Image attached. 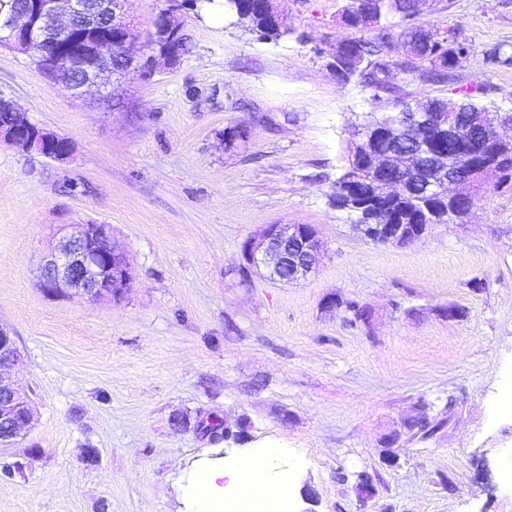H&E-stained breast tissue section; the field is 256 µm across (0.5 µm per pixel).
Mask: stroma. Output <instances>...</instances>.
Here are the masks:
<instances>
[{
    "instance_id": "1",
    "label": "stroma",
    "mask_w": 512,
    "mask_h": 512,
    "mask_svg": "<svg viewBox=\"0 0 512 512\" xmlns=\"http://www.w3.org/2000/svg\"><path fill=\"white\" fill-rule=\"evenodd\" d=\"M345 3L280 0L277 40L233 14L186 11L179 64L80 97L0 46V93L76 143L58 162L0 142V325L33 406L25 442L0 455L22 465L0 475V512H188L180 477L194 460L263 445L284 450L269 479L287 482L286 512H512V489L487 492L475 476L477 458L497 480L512 459L500 406L512 389V190L404 246L364 239L330 200L358 129L395 103L458 85L512 113V66L484 61L512 46V0H425L402 26L463 29L457 83L395 71L379 102L326 66L336 42L378 36L346 27ZM63 224L111 227L133 268L121 302L41 291ZM268 224L318 230L323 256L306 279L248 266L243 247ZM330 297L341 305L328 312ZM421 408L428 427L402 433ZM215 420L230 439L200 429ZM364 474L375 494L363 509Z\"/></svg>"
}]
</instances>
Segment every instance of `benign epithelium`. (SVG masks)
I'll list each match as a JSON object with an SVG mask.
<instances>
[{
  "instance_id": "7a95c632",
  "label": "benign epithelium",
  "mask_w": 512,
  "mask_h": 512,
  "mask_svg": "<svg viewBox=\"0 0 512 512\" xmlns=\"http://www.w3.org/2000/svg\"><path fill=\"white\" fill-rule=\"evenodd\" d=\"M127 0H37V9L19 11L14 0H0V42L26 52L32 43L52 40L53 53L41 57V71L57 83L65 85L74 95L81 96L92 87L101 86L105 72L136 69L145 75L153 72L156 62L170 60L182 51L184 27H176L169 19L181 20L182 12L192 0H171L157 16L154 33L146 43L144 53L134 58L127 54L126 45L135 38V29L125 11ZM274 25L284 27L287 18L279 10L277 0H257ZM104 20L112 21L113 47H103L91 36L81 33ZM8 121L0 123V141L19 149L35 150L55 161L68 159L74 151L73 141L46 132L25 121L15 111L13 101L0 94V112ZM403 122L399 125L408 150L390 145L384 152L368 150L366 165L374 170L389 167L396 174H405L412 183L422 185L429 195H444L450 215L459 219L469 213L458 203L469 196L468 189L477 177L494 181L498 174L494 164L460 169L457 154L437 155L432 152L428 135L445 131L448 139L462 145L476 141L473 125L458 117L446 121L432 103L402 108ZM512 126L511 120L494 124L493 139L487 145L497 153L512 148V138L501 135L500 128ZM391 122L375 128L361 129L359 135L367 141L393 139ZM356 228L370 241L393 245L412 242L432 228L430 224H392L386 212H378L374 224H358ZM61 237L40 267L38 285L49 297L81 296L92 301H119L130 288L133 273L126 252L112 241L109 227L103 224H64ZM244 259L257 269H264L276 281L294 282L306 278L320 261V241L316 229L307 224H269L260 230L256 241H248ZM16 336L0 325V452L18 446L32 419L29 398L9 379V371L19 359Z\"/></svg>"
}]
</instances>
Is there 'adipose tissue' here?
<instances>
[{
    "label": "adipose tissue",
    "mask_w": 512,
    "mask_h": 512,
    "mask_svg": "<svg viewBox=\"0 0 512 512\" xmlns=\"http://www.w3.org/2000/svg\"><path fill=\"white\" fill-rule=\"evenodd\" d=\"M280 454V449L272 446L255 448L237 465L215 462L194 471L185 490L194 501L195 512H239L238 499L226 498L225 493L247 485L255 490L254 505L267 504L279 489L267 474Z\"/></svg>",
    "instance_id": "ef3b65f1"
}]
</instances>
